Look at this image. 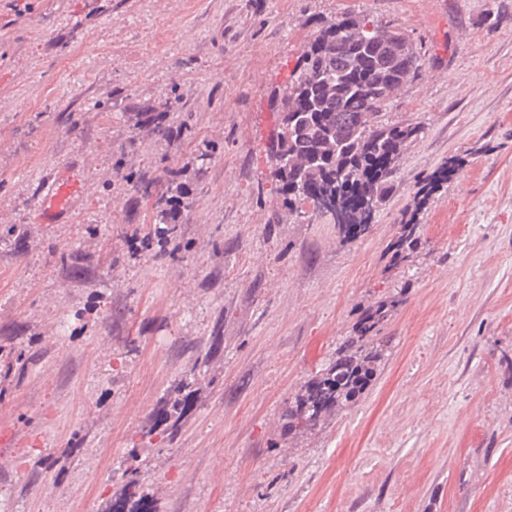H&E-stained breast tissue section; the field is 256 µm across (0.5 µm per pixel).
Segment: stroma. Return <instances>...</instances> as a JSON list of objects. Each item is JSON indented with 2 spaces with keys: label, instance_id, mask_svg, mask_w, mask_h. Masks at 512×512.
I'll list each match as a JSON object with an SVG mask.
<instances>
[{
  "label": "stroma",
  "instance_id": "obj_1",
  "mask_svg": "<svg viewBox=\"0 0 512 512\" xmlns=\"http://www.w3.org/2000/svg\"><path fill=\"white\" fill-rule=\"evenodd\" d=\"M348 14L415 43L383 119L422 130L344 242L278 210L267 149L275 91ZM174 91L168 141L136 109ZM52 164L91 184L66 224L34 221ZM170 169L182 221L131 253L157 209L126 177ZM408 220L421 246L390 266ZM400 287L369 388L287 430L356 309ZM508 356L512 0H0V512H512ZM187 396L162 440L160 409Z\"/></svg>",
  "mask_w": 512,
  "mask_h": 512
}]
</instances>
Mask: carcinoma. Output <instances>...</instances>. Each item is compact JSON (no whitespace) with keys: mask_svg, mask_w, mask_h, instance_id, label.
<instances>
[{"mask_svg":"<svg viewBox=\"0 0 512 512\" xmlns=\"http://www.w3.org/2000/svg\"><path fill=\"white\" fill-rule=\"evenodd\" d=\"M421 57L407 36L366 16H345L323 24L303 50L281 94L274 96V132L268 148L281 205L297 212L309 203L328 217L344 240L367 234L376 212L392 190L403 148L417 138L420 125H395L382 109L409 78ZM452 167L442 165L424 181L420 194L446 182ZM178 174H168L157 200L162 210L177 195ZM421 245L418 225L407 222L390 246L391 262L410 258ZM406 287L359 311L354 335L347 338L319 376L306 384L288 407V428L315 426L324 413L355 402L369 387L384 360L381 336ZM143 461L136 449L126 458L125 477L139 481Z\"/></svg>","mask_w":512,"mask_h":512,"instance_id":"obj_1","label":"carcinoma"}]
</instances>
